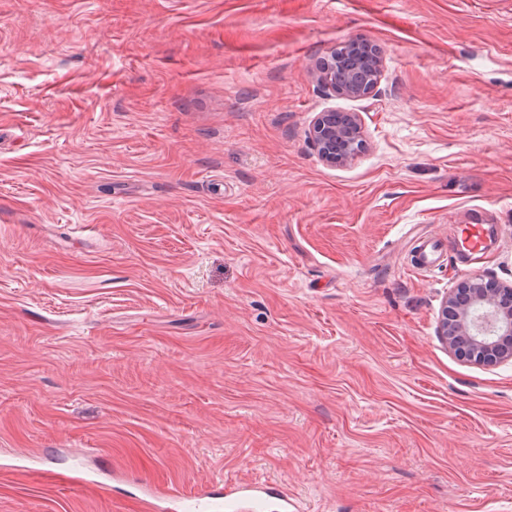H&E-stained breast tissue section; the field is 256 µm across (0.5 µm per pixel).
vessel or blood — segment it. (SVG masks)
Segmentation results:
<instances>
[{"label":"vessel or blood","instance_id":"vessel-or-blood-1","mask_svg":"<svg viewBox=\"0 0 512 512\" xmlns=\"http://www.w3.org/2000/svg\"><path fill=\"white\" fill-rule=\"evenodd\" d=\"M485 227L482 224H463L454 238V249L461 257L471 260L484 250ZM442 238L426 236L417 240L411 256L412 267L429 272L439 266L446 255ZM146 498L144 512H157L160 503H167L171 512H297L295 500L280 487L259 481H239L233 484L213 483L199 493H182L175 487L162 486L141 479Z\"/></svg>","mask_w":512,"mask_h":512}]
</instances>
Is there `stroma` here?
<instances>
[{
  "mask_svg": "<svg viewBox=\"0 0 512 512\" xmlns=\"http://www.w3.org/2000/svg\"><path fill=\"white\" fill-rule=\"evenodd\" d=\"M364 37L377 95L312 69ZM359 113L330 166L310 131ZM495 243L435 273L413 236ZM512 285V0H0V512H140L132 471L299 512H512V362L436 334ZM359 113L335 108L319 112L313 122L310 138L319 157L336 165L351 161L364 146ZM463 224L460 225L454 237V250L461 257L471 261L475 255L483 252L484 238L487 224Z\"/></svg>",
  "mask_w": 512,
  "mask_h": 512,
  "instance_id": "stroma-1",
  "label": "stroma"
}]
</instances>
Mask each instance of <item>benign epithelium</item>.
<instances>
[{"mask_svg":"<svg viewBox=\"0 0 512 512\" xmlns=\"http://www.w3.org/2000/svg\"><path fill=\"white\" fill-rule=\"evenodd\" d=\"M383 55L366 59L351 54L344 83L336 84L334 70L323 60L313 76L326 96L364 99L377 93ZM310 138L326 163L351 161L364 146L359 113L334 108L318 113ZM437 336L448 349L477 364L494 366L512 360V287L498 286L492 277L478 274L464 280L445 300Z\"/></svg>","mask_w":512,"mask_h":512,"instance_id":"obj_1","label":"benign epithelium"}]
</instances>
